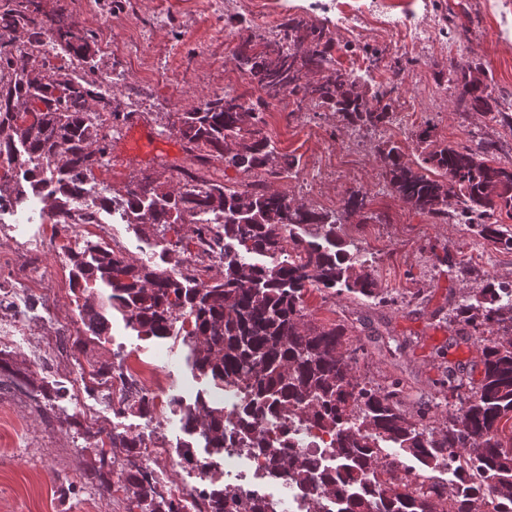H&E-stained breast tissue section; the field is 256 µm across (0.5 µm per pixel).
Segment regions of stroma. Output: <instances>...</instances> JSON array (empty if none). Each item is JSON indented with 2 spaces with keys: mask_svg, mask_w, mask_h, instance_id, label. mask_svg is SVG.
Returning <instances> with one entry per match:
<instances>
[{
  "mask_svg": "<svg viewBox=\"0 0 512 512\" xmlns=\"http://www.w3.org/2000/svg\"><path fill=\"white\" fill-rule=\"evenodd\" d=\"M38 2L47 18L72 19L95 33V62L114 76L109 97L118 132L109 166L96 170L95 177L100 187L115 192L146 175L173 186L186 173L223 175L222 164L201 162L171 124L209 95L254 96L247 75L234 65L240 28L268 36L285 14L302 15L328 25L336 68L371 86L397 79L394 122L385 129L354 130L331 112L296 114L288 98L267 111V130L278 151L299 161L290 177L277 180V189L309 207L334 211L349 191L366 193L367 223H345L341 233L373 260L383 287L397 295L396 304L380 306L312 291L306 305L319 323L367 329L359 372L379 383L399 379L407 412L436 398L433 381L445 367L481 377L479 343L449 328L448 310L487 279L512 281V250L495 248L468 225L440 223L411 209L387 188L378 148L391 140L403 146L407 160L421 161L414 139L427 121L433 126L431 147L491 141L496 160L512 163V129L483 113L460 111L453 85L435 80L459 51L445 22L452 12L469 30L472 64L492 76L497 93L512 96V25L506 22L512 8L504 0L399 5V12H417L421 26L436 29L433 37L418 35L410 26L387 27L370 0H335L330 11L306 10V0H246L230 7L224 0ZM347 9L355 10V23H338L340 11ZM442 251L448 262L439 266L435 255ZM70 272L59 240H52L35 273L56 287V302L49 310L29 313L23 334L0 340V350L28 374L24 382L0 374V512H126L125 496L103 488L116 476L111 467L100 466L98 444L115 420L133 425L137 419L119 417L117 401L104 400L96 383L73 391L76 368L88 359L55 349L57 327L79 323ZM108 319L110 334L96 346V356L119 367L135 357L154 362L165 351L172 395L191 400L198 392H212V384L187 365L182 343L137 335L116 312ZM180 434L179 414L165 409L152 432L158 452L151 467L171 484L183 472L173 465L167 447Z\"/></svg>",
  "mask_w": 512,
  "mask_h": 512,
  "instance_id": "obj_1",
  "label": "stroma"
}]
</instances>
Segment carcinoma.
<instances>
[{
  "label": "carcinoma",
  "mask_w": 512,
  "mask_h": 512,
  "mask_svg": "<svg viewBox=\"0 0 512 512\" xmlns=\"http://www.w3.org/2000/svg\"><path fill=\"white\" fill-rule=\"evenodd\" d=\"M0 33L15 46L11 55H0V159L11 166L0 176V205L18 209L37 199L41 215L56 218L110 162L112 127L102 115L110 101L96 80L72 78L41 46L51 40L93 75V40L71 24L40 17L36 0H0ZM254 39L264 50L235 59L262 95L214 94L178 113L172 128L203 152L201 160L266 179L238 189L190 176L174 193L143 176L121 195H102L103 206L124 208L127 224L158 239L161 262L155 266L86 237L72 247L71 227L55 225L53 236L66 240L61 249L81 302L82 329L72 337L73 349L83 353L92 338L110 332L103 305L95 303L99 288L109 290L110 307L140 335L167 336L177 316L186 315L192 327L183 344L194 368L243 394L239 428L292 484L312 489L308 512H323L330 500L340 512H475L484 501L492 512H512V437L503 436L502 426L512 421V283L491 279L448 309V325L466 336L479 334L483 373L477 381L461 371L438 380L444 404L425 403L409 415L400 380L378 384L358 375L364 345L344 323H316L305 297L317 290L396 303L373 261L337 232L351 213L365 209L366 194L352 191L339 211L324 212L274 189L271 180L288 177L296 160L275 147L266 110L288 94L300 111L324 109L355 129L376 130L392 123L399 84L355 92L357 78L332 66L327 26L301 16L284 18L270 39L253 32L245 43ZM472 72L468 58L449 60L458 106L512 127V105L500 108L491 85L473 83ZM494 150L491 143L447 145L417 166L396 142H385L378 154L391 192L405 204L445 224L461 220L483 240L512 250V230L502 224V217L512 219V166L495 163ZM450 193L457 199L451 212L445 204ZM180 224L189 225V234L167 239ZM194 247L197 264L220 254L205 283L185 258ZM148 408L143 399L119 398L123 414L139 416ZM181 413L209 447L224 448V409L198 397ZM269 418L279 430L261 426ZM295 424L333 438L336 471L319 470L313 456L293 449L286 427ZM443 470L450 479L435 480L433 473ZM119 479L133 488L127 512H182L157 489L152 473L136 466L120 470ZM207 512L261 509L250 497L216 491Z\"/></svg>",
  "instance_id": "carcinoma-1"
}]
</instances>
